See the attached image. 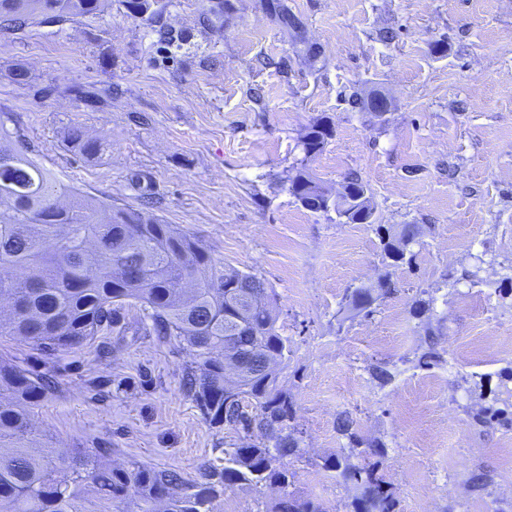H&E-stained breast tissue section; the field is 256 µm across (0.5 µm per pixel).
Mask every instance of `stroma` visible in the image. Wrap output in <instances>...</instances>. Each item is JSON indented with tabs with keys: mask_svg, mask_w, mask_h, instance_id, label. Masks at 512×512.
<instances>
[{
	"mask_svg": "<svg viewBox=\"0 0 512 512\" xmlns=\"http://www.w3.org/2000/svg\"><path fill=\"white\" fill-rule=\"evenodd\" d=\"M80 87L106 106H86ZM372 90L390 98L386 115L349 105ZM1 112L56 178L178 226L274 290L298 495L351 512L355 488L323 467L361 461L336 431L346 414L384 445L395 512H512V426L473 421L512 406V0H158L151 18L107 0L0 32ZM323 116L332 135L305 157ZM76 127L102 151L76 154ZM302 167L333 194L357 173L372 223L304 208L289 190ZM405 224L418 227L412 260L393 267L381 239ZM386 276L394 288L370 312L337 319L348 290ZM103 341L106 359L92 343L49 355L0 338V357L57 382L34 412L53 447L108 448L113 465L190 482L242 443L203 417L183 390L192 355L146 335L138 308ZM430 345L441 360L424 368ZM381 363L392 381L372 376ZM480 472L491 481L477 491Z\"/></svg>",
	"mask_w": 512,
	"mask_h": 512,
	"instance_id": "stroma-1",
	"label": "stroma"
}]
</instances>
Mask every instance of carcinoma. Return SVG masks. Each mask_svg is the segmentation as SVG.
I'll return each mask as SVG.
<instances>
[{"instance_id": "cac0c4a2", "label": "carcinoma", "mask_w": 512, "mask_h": 512, "mask_svg": "<svg viewBox=\"0 0 512 512\" xmlns=\"http://www.w3.org/2000/svg\"><path fill=\"white\" fill-rule=\"evenodd\" d=\"M102 0H0V29L22 30L33 22L58 24L97 13ZM327 120L311 124L301 141L305 156L320 152L331 136ZM70 144L93 157L101 143L79 129ZM292 194L312 211L322 209L320 187L306 172L291 180ZM344 190L360 196V223H373L374 207L359 176L346 177ZM418 235L416 225L382 239L391 265L405 262L402 249ZM245 290L267 294L239 327L228 308H240ZM11 312L0 316V337L29 341L47 352L78 348L103 336L125 320L135 306L152 332L175 338L194 357L183 386L217 427L242 430L249 442L224 449L219 462L202 466L200 480L188 484L169 469L132 464L112 466L110 448L74 455L50 447L33 422L34 409L55 390L56 381L11 360L0 359V512H81L87 484L106 504L129 497L138 512H214L224 492L239 487L270 486L282 495L266 512H329L320 502L288 491L293 473L284 458L299 451L291 428L295 412L280 374L291 353L288 338L276 326L273 296L265 281L250 272L226 270L210 252L173 224L137 210H112L54 178L24 150L17 131L0 126V299ZM374 297L367 288L345 294L338 314L368 310ZM238 337L234 348L250 370L228 391L225 366L230 354L220 350L224 337ZM348 417L336 431L348 448L361 449L377 461L354 465L344 456H330L323 467L357 490L352 512H393L392 486L379 474L384 448L364 443ZM366 448H360V445Z\"/></svg>"}]
</instances>
